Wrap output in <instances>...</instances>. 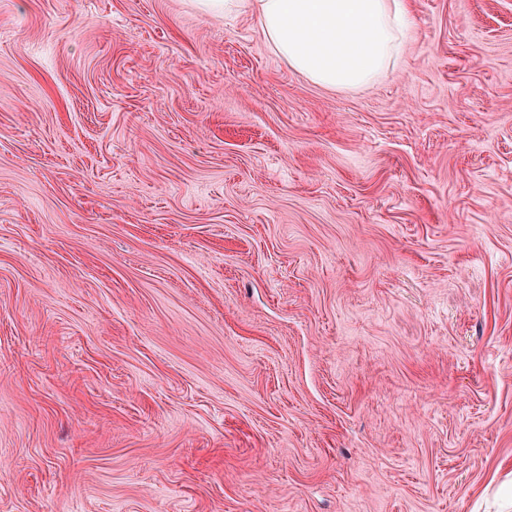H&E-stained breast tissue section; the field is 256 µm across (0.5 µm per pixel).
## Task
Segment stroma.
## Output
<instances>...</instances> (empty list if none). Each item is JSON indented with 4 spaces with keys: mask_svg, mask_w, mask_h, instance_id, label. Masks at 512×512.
<instances>
[{
    "mask_svg": "<svg viewBox=\"0 0 512 512\" xmlns=\"http://www.w3.org/2000/svg\"><path fill=\"white\" fill-rule=\"evenodd\" d=\"M410 10L0 0V512H512V0ZM217 16L247 7L270 48L317 85L351 90L398 68L407 0H196Z\"/></svg>",
    "mask_w": 512,
    "mask_h": 512,
    "instance_id": "1",
    "label": "stroma"
}]
</instances>
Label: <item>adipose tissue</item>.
Instances as JSON below:
<instances>
[{
    "mask_svg": "<svg viewBox=\"0 0 512 512\" xmlns=\"http://www.w3.org/2000/svg\"><path fill=\"white\" fill-rule=\"evenodd\" d=\"M217 16L253 11L270 48L317 85L351 90L396 70L407 0H197Z\"/></svg>",
    "mask_w": 512,
    "mask_h": 512,
    "instance_id": "1",
    "label": "adipose tissue"
}]
</instances>
